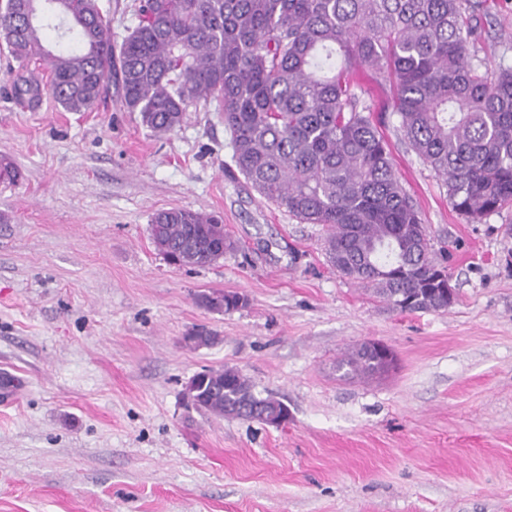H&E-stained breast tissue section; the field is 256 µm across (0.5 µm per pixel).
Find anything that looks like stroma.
<instances>
[{
	"label": "stroma",
	"instance_id": "35a3bbf8",
	"mask_svg": "<svg viewBox=\"0 0 512 512\" xmlns=\"http://www.w3.org/2000/svg\"><path fill=\"white\" fill-rule=\"evenodd\" d=\"M479 14V55L512 65V0ZM0 44V512H512V205L473 223L369 101L395 173L447 265L448 311L400 313L328 263L325 230L254 191L214 105L157 136L119 99L18 102ZM222 217L234 248L170 265L150 221ZM238 292L215 311L203 296ZM213 337L194 345L197 335ZM385 372L345 374L361 343ZM234 367L287 424L189 409L185 386Z\"/></svg>",
	"mask_w": 512,
	"mask_h": 512
}]
</instances>
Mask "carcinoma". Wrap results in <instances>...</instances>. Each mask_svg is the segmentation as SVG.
<instances>
[{
    "label": "carcinoma",
    "instance_id": "cac0c4a2",
    "mask_svg": "<svg viewBox=\"0 0 512 512\" xmlns=\"http://www.w3.org/2000/svg\"><path fill=\"white\" fill-rule=\"evenodd\" d=\"M486 0H140L138 24L119 46L100 0H4L0 40L27 69L18 99L45 93L68 112L112 95L158 134L189 107L224 113L238 172L263 198L326 227L329 263L370 285L391 308L448 310L434 283L426 225L393 169L388 143L356 89L389 82V106L411 149L472 222L512 202V66L492 71L472 20ZM173 264L205 268L232 243L214 215L171 208L150 224ZM343 365H390L361 347ZM198 411L257 420L284 405L233 368L205 369L188 389Z\"/></svg>",
    "mask_w": 512,
    "mask_h": 512
}]
</instances>
